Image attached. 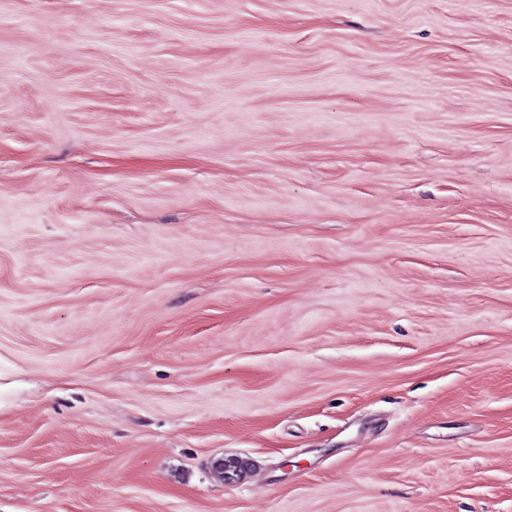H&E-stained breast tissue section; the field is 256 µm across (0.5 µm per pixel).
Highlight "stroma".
Instances as JSON below:
<instances>
[{
	"label": "stroma",
	"instance_id": "obj_1",
	"mask_svg": "<svg viewBox=\"0 0 512 512\" xmlns=\"http://www.w3.org/2000/svg\"><path fill=\"white\" fill-rule=\"evenodd\" d=\"M0 512H512V0H0Z\"/></svg>",
	"mask_w": 512,
	"mask_h": 512
}]
</instances>
